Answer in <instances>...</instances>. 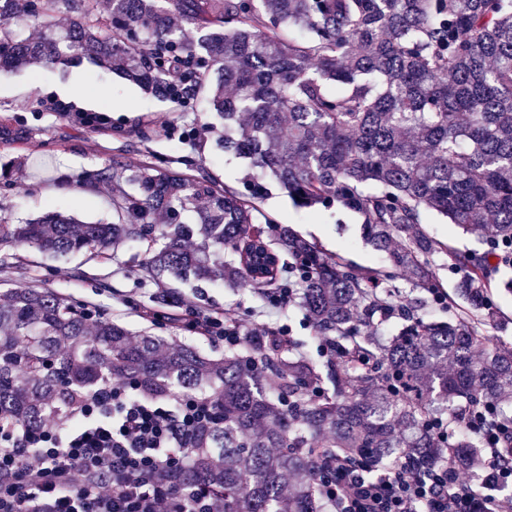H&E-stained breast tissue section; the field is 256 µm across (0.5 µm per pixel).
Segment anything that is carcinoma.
Returning a JSON list of instances; mask_svg holds the SVG:
<instances>
[{
    "mask_svg": "<svg viewBox=\"0 0 512 512\" xmlns=\"http://www.w3.org/2000/svg\"><path fill=\"white\" fill-rule=\"evenodd\" d=\"M22 10L45 28L38 39L21 36ZM85 60L180 106L206 94L251 195L116 163L112 180L133 186L112 198L116 221L49 211L1 223L0 245L64 256L145 243L146 276L222 282L300 310L326 355L292 358L276 329L253 336L226 312L246 341L212 358L53 290L11 288L0 294V421L38 423L115 378L140 395L207 392L221 423L174 478L217 512H322L327 455L368 473L475 468L462 420L512 399V347H489L492 252L455 251L423 215L512 245V0H0V71ZM269 180L299 208L335 200L360 214L389 265L362 268L268 218L262 227L255 199ZM189 212L195 222H174ZM440 255L467 275L442 294L448 321L427 322ZM439 421L448 435L431 429Z\"/></svg>",
    "mask_w": 512,
    "mask_h": 512,
    "instance_id": "cac0c4a2",
    "label": "carcinoma"
}]
</instances>
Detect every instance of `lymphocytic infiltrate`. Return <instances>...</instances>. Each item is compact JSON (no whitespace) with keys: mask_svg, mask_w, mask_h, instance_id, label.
I'll return each mask as SVG.
<instances>
[{"mask_svg":"<svg viewBox=\"0 0 512 512\" xmlns=\"http://www.w3.org/2000/svg\"><path fill=\"white\" fill-rule=\"evenodd\" d=\"M216 422L211 396L137 397L123 382L84 395L69 416L0 426V512H214L206 497L169 482L183 446ZM485 459L474 480L433 464L370 477L340 459L320 481L328 512H512V462L502 454L512 421L495 405L464 422Z\"/></svg>","mask_w":512,"mask_h":512,"instance_id":"f902f5d3","label":"lymphocytic infiltrate"}]
</instances>
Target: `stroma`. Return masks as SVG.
<instances>
[{
  "label": "stroma",
  "mask_w": 512,
  "mask_h": 512,
  "mask_svg": "<svg viewBox=\"0 0 512 512\" xmlns=\"http://www.w3.org/2000/svg\"><path fill=\"white\" fill-rule=\"evenodd\" d=\"M97 90L98 99L82 104L63 98L66 83ZM86 113L103 114L107 122L91 126ZM224 123L204 99L184 108L118 77L112 70L84 63L73 67L24 66L0 73V164L11 166L0 176V220L19 224L48 211L86 222L114 220L111 181L97 175L113 161L135 168L148 162L244 190V160L224 154L217 140ZM260 211L278 224L314 241L326 254H341L363 267L387 265L385 253L364 238L361 217L340 204L312 210L295 208L277 187L258 200ZM138 244L98 256L84 253L55 258L29 246H0V291L39 286L62 294L78 308H88L125 323L133 331L198 346L207 355L224 354L221 340L187 326L189 314L223 317L235 312L247 328L263 322L261 302L250 290L199 282L176 287L179 304L172 318L150 319L146 311L170 279H143ZM512 277L511 266H490L485 283L494 297L500 329L496 344H512V294L498 288Z\"/></svg>",
  "instance_id": "stroma-1"
}]
</instances>
